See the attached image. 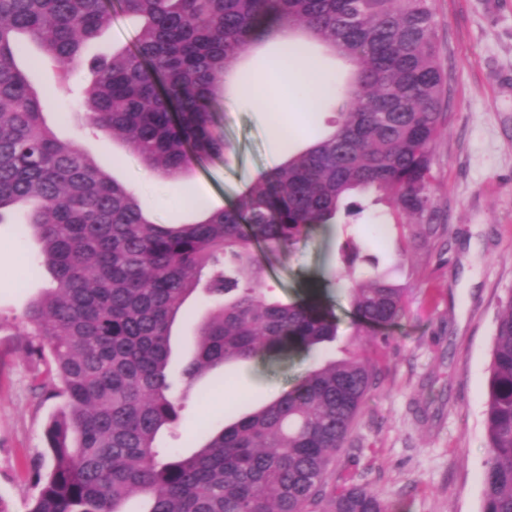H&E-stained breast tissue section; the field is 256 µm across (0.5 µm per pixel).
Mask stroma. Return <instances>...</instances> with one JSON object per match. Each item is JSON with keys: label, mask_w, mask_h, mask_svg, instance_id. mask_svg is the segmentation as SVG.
<instances>
[{"label": "stroma", "mask_w": 512, "mask_h": 512, "mask_svg": "<svg viewBox=\"0 0 512 512\" xmlns=\"http://www.w3.org/2000/svg\"><path fill=\"white\" fill-rule=\"evenodd\" d=\"M434 13L449 100L432 165L438 233L417 246L415 225L360 195L361 214H338L335 223L315 225L288 255H268L274 295H317L336 316L335 341L209 372L189 392L174 432L160 434L161 447L194 451L204 430L272 400L307 369L331 358L367 357L379 374L336 457L334 480L372 488L389 512H481L495 320L512 298V0H434ZM278 51L274 43L251 51L216 107L230 158L210 157L189 175L158 181L120 140L86 129L78 140L135 188L156 223L195 222L201 210L229 206L283 161L266 107L244 96L252 73ZM24 221L18 211L0 224V502L9 512L27 510L47 448L45 429L61 405L35 390L54 380L49 359L26 350L24 311L51 276ZM347 249L359 256L355 268L343 261ZM376 272L405 288L406 313L370 338L358 335L338 279ZM205 308L203 297L190 298L173 324V365L192 356L194 321Z\"/></svg>", "instance_id": "obj_1"}]
</instances>
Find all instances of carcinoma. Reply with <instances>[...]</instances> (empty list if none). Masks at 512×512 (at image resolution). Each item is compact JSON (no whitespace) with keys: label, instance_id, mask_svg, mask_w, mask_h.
Returning <instances> with one entry per match:
<instances>
[{"label":"carcinoma","instance_id":"1","mask_svg":"<svg viewBox=\"0 0 512 512\" xmlns=\"http://www.w3.org/2000/svg\"><path fill=\"white\" fill-rule=\"evenodd\" d=\"M141 18L130 45L90 62L78 99L88 128L124 141L169 179L227 155L213 113L228 68L294 33L351 65L338 117L322 137L268 171L234 202L191 224H157L136 191L45 121L18 65L33 43L69 89L68 68L114 19ZM433 0H0V223L32 206L29 226L53 285L24 313L27 351L49 352L63 401L47 429L27 512H388L380 496L338 485L330 466L347 443L375 375L366 358L329 360L289 391L204 432L191 454L164 450L186 390L209 371L311 351L336 340L337 320L301 298L272 301L262 255L288 252L316 224L372 190L419 226H439L432 155L443 134L448 74ZM347 291L365 325L405 315V290L374 274ZM211 307L195 351L171 370V328L186 300ZM482 512H512V298L499 311L487 386Z\"/></svg>","mask_w":512,"mask_h":512}]
</instances>
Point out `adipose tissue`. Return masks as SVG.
I'll list each match as a JSON object with an SVG mask.
<instances>
[{
	"mask_svg": "<svg viewBox=\"0 0 512 512\" xmlns=\"http://www.w3.org/2000/svg\"><path fill=\"white\" fill-rule=\"evenodd\" d=\"M276 40L282 48L281 56L264 66L262 72L252 80L248 89L252 101L266 104L274 96L273 84L276 80H292L301 93L295 100L283 103L282 111H313L328 91L327 79L321 74L317 63L292 49L287 27H280Z\"/></svg>",
	"mask_w": 512,
	"mask_h": 512,
	"instance_id": "obj_1",
	"label": "adipose tissue"
}]
</instances>
